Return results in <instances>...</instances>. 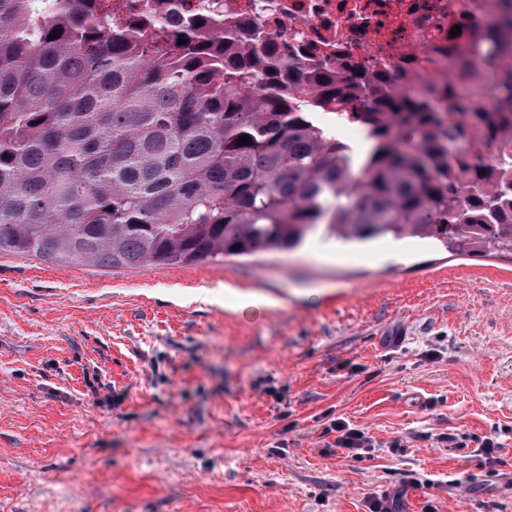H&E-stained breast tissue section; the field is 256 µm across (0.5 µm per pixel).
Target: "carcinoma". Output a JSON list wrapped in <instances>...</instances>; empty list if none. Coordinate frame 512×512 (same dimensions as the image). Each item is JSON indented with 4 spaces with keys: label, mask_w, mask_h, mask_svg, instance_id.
<instances>
[{
    "label": "carcinoma",
    "mask_w": 512,
    "mask_h": 512,
    "mask_svg": "<svg viewBox=\"0 0 512 512\" xmlns=\"http://www.w3.org/2000/svg\"><path fill=\"white\" fill-rule=\"evenodd\" d=\"M218 25L212 10L189 16L166 44L153 21L112 25L98 0H0V252L141 268L321 232L512 256V155L484 156L512 125V72L486 107L448 84L445 122L382 72L258 86L252 51L226 50ZM351 99L358 111H342ZM321 114L364 123L371 149L354 157Z\"/></svg>",
    "instance_id": "obj_1"
}]
</instances>
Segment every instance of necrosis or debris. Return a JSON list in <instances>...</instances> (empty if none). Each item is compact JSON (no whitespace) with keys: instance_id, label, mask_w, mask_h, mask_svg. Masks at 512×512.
Segmentation results:
<instances>
[{"instance_id":"4bbe7bcc","label":"necrosis or debris","mask_w":512,"mask_h":512,"mask_svg":"<svg viewBox=\"0 0 512 512\" xmlns=\"http://www.w3.org/2000/svg\"><path fill=\"white\" fill-rule=\"evenodd\" d=\"M224 20L238 46L261 25L328 65L341 56L362 69L389 68L413 93L446 86L462 61L485 87L512 68V0H224Z\"/></svg>"}]
</instances>
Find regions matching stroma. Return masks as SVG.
Here are the masks:
<instances>
[{"label":"stroma","instance_id":"stroma-1","mask_svg":"<svg viewBox=\"0 0 512 512\" xmlns=\"http://www.w3.org/2000/svg\"><path fill=\"white\" fill-rule=\"evenodd\" d=\"M334 419L375 447H336ZM384 496L512 512V258L319 234L188 266L0 253V512Z\"/></svg>","mask_w":512,"mask_h":512}]
</instances>
